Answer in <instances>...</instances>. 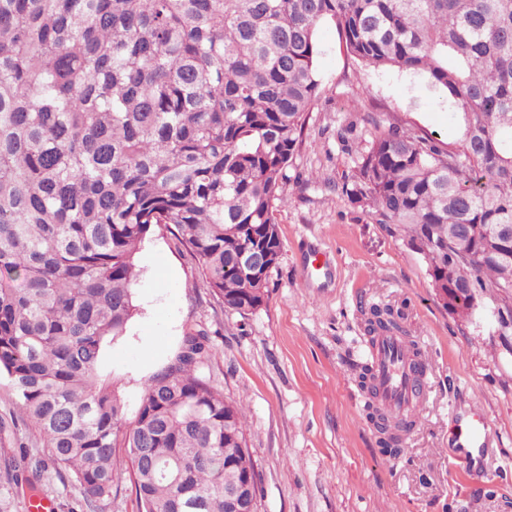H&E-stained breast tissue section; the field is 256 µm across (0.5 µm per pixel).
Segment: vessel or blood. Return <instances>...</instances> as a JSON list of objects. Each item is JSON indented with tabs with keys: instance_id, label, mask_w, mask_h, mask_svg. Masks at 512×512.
<instances>
[{
	"instance_id": "obj_1",
	"label": "vessel or blood",
	"mask_w": 512,
	"mask_h": 512,
	"mask_svg": "<svg viewBox=\"0 0 512 512\" xmlns=\"http://www.w3.org/2000/svg\"><path fill=\"white\" fill-rule=\"evenodd\" d=\"M369 356L368 395L374 408L391 420L416 418L428 398L427 345L416 336L381 332L370 337ZM462 420L468 448H483L487 433L484 412L470 408Z\"/></svg>"
}]
</instances>
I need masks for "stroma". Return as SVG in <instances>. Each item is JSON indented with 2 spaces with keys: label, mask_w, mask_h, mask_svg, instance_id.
Segmentation results:
<instances>
[{
  "label": "stroma",
  "mask_w": 512,
  "mask_h": 512,
  "mask_svg": "<svg viewBox=\"0 0 512 512\" xmlns=\"http://www.w3.org/2000/svg\"><path fill=\"white\" fill-rule=\"evenodd\" d=\"M317 39L319 98L276 208L283 249L267 302L244 316L226 308L176 227L156 225L138 253V312L99 373L132 423L150 377L184 333L205 332L202 376L247 410L257 512H512V336L494 331L496 291L478 297L469 319L452 315L421 255L341 189L377 125L391 119L454 144L458 124L423 77L373 70L348 55L334 22H323ZM345 127L343 140L337 132ZM308 245L328 251L330 283L304 280L300 253ZM373 305L401 312L431 354L429 399L394 457L383 451L358 378L368 361L363 311ZM473 406L488 419L478 477L455 457L463 440L452 421ZM22 444L40 442L16 415L1 376L0 460ZM114 464L117 480L101 512H139L126 449L116 450ZM42 484L55 512H89L57 466L46 467Z\"/></svg>",
  "instance_id": "obj_1"
}]
</instances>
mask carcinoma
<instances>
[{
	"label": "carcinoma",
	"instance_id": "1",
	"mask_svg": "<svg viewBox=\"0 0 512 512\" xmlns=\"http://www.w3.org/2000/svg\"><path fill=\"white\" fill-rule=\"evenodd\" d=\"M375 70L425 76L462 121L458 146L379 128L342 191L470 300L512 284V0H0V374L43 440L5 461L41 491L47 462L93 505L128 449L142 512H228L256 472L244 408L199 374L188 332L134 422L99 378L136 313L140 244L176 226L224 305L268 299L241 252L282 254L275 202L318 97L317 28ZM498 335H512V291ZM368 332L400 330L371 308Z\"/></svg>",
	"mask_w": 512,
	"mask_h": 512
}]
</instances>
